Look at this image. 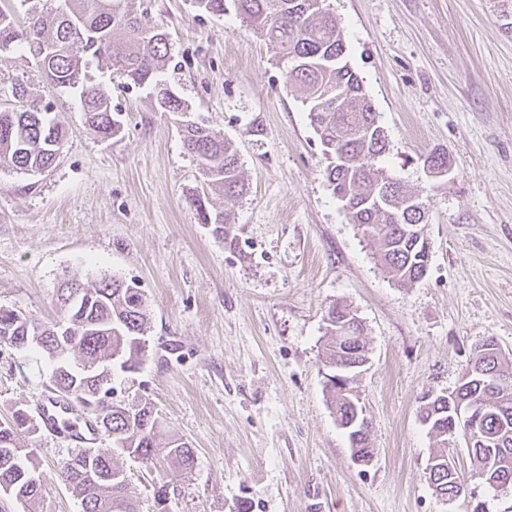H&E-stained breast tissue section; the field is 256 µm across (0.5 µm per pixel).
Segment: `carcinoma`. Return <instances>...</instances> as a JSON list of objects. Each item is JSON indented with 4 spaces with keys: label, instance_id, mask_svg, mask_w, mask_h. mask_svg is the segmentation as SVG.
<instances>
[{
    "label": "carcinoma",
    "instance_id": "carcinoma-1",
    "mask_svg": "<svg viewBox=\"0 0 512 512\" xmlns=\"http://www.w3.org/2000/svg\"><path fill=\"white\" fill-rule=\"evenodd\" d=\"M29 4L24 28L14 14L0 9V52L25 45L33 51L48 83L59 90L79 92L87 125L109 139L122 130L109 96L92 81V72L112 70V76L128 88H147L165 112L184 114L188 107L169 93L161 79L169 60V34L164 26L143 24L125 0H63V7L45 16L34 0ZM315 0H195L197 8L222 15L228 8L279 54L292 61L286 83L299 94L310 123L328 159L324 176L343 203L351 223L376 246L378 261L398 285L410 286L427 273L428 261L418 238L402 228L415 224L424 231L427 211L404 205L414 192L382 166L388 150L384 129L366 95L362 81L346 60L339 22L331 13L312 8ZM0 163L20 172L50 169L59 157L66 130L53 112L52 102L31 97L24 86L0 87ZM183 143L196 161L208 186L224 191V198L243 194L239 155L233 143L219 139L203 122L182 128ZM201 223L221 230L232 223L231 212L210 214L199 197L192 200ZM60 320L41 324L15 309L0 307V343L17 349L29 346L54 364L50 392L82 406L94 416L99 430L111 442L109 448H82L63 460L61 474L80 498L82 512H139L122 469L114 462L120 451L146 466L155 464L160 418L147 403L127 405L112 400L111 366L131 372L140 364L146 346L145 301L139 289L104 274L92 285L67 281L56 291ZM337 305L326 313L329 329L323 363L336 362L342 344L332 326ZM469 366L480 369L461 383L453 394L469 402L487 401L494 409L486 416L484 444L469 449L479 475L488 471L512 480V391L494 397L484 392V375L507 370L512 364L499 353L497 344L479 345ZM333 413L341 420L353 413L352 399L327 387ZM36 429L26 408H18L12 421L0 423V491L32 505L43 496V486L33 472L15 457L30 452L19 446V434ZM166 461L183 476L194 465V452L183 438L167 442ZM433 491L458 497L462 485L448 484V473L437 475Z\"/></svg>",
    "mask_w": 512,
    "mask_h": 512
}]
</instances>
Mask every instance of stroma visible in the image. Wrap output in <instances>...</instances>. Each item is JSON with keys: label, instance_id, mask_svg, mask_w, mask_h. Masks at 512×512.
<instances>
[{"label": "stroma", "instance_id": "35a3bbf8", "mask_svg": "<svg viewBox=\"0 0 512 512\" xmlns=\"http://www.w3.org/2000/svg\"><path fill=\"white\" fill-rule=\"evenodd\" d=\"M131 4L143 23L165 25L163 79L191 119L233 142L247 191L228 202L207 187L178 116L149 90L100 75L123 122L103 139L28 48L1 53L0 79L53 101L67 137L48 171L0 165V306L44 323L59 317L64 280L106 273L140 289L147 347L137 372L116 373L117 396L150 402L195 455L180 480L164 460L149 469L117 455L140 512H506L512 493L475 476L462 438H433L419 408L458 387L484 340L512 358V0H325L385 129L384 165L428 207V269L408 287L383 271L324 179L286 63L235 11ZM435 150L452 167L437 184L423 170ZM197 196L233 223L220 233L201 223ZM335 303L356 313L369 349L366 468L324 389ZM50 371L38 353L0 345V423L47 396ZM20 441L44 486L37 512H81L59 474L72 446L41 428ZM443 448L464 482L449 504L425 478ZM166 482L160 509L153 490Z\"/></svg>", "mask_w": 512, "mask_h": 512}]
</instances>
